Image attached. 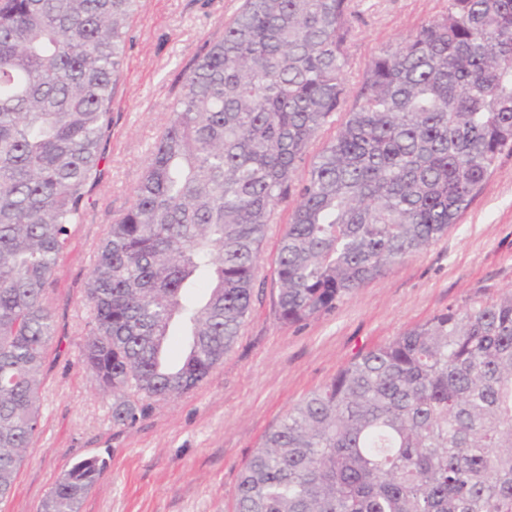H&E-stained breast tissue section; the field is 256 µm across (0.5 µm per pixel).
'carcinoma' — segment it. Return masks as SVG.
Wrapping results in <instances>:
<instances>
[{"label": "carcinoma", "instance_id": "obj_1", "mask_svg": "<svg viewBox=\"0 0 512 512\" xmlns=\"http://www.w3.org/2000/svg\"><path fill=\"white\" fill-rule=\"evenodd\" d=\"M137 0H0V503L39 434L48 297L104 159ZM352 0H244L186 75L86 282L81 362L112 425L196 389L251 308L275 208L286 323L426 249L512 152V0H448L347 101ZM346 113L312 160L318 132ZM207 282L208 297L185 292ZM190 340L164 348L173 321ZM84 458L39 512H81ZM235 512H512V291L357 353L243 467Z\"/></svg>", "mask_w": 512, "mask_h": 512}]
</instances>
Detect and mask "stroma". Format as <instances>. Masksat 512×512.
<instances>
[{
	"mask_svg": "<svg viewBox=\"0 0 512 512\" xmlns=\"http://www.w3.org/2000/svg\"><path fill=\"white\" fill-rule=\"evenodd\" d=\"M360 20L346 79L357 89L368 61L396 47L447 0H354ZM243 0H140L128 21L122 76L112 95L105 160L73 225L49 294L54 338L44 365L41 433L25 452L0 512H39L57 477L91 456L107 467L81 512H233L236 485L267 430L330 381L358 352L391 341L448 307L512 289V153L447 235L389 267L333 312L298 324L278 316L276 259L293 210L275 211L262 243L252 308L224 360L195 390L152 405L129 428L112 424V396L80 362L90 263L113 219L130 206L169 105Z\"/></svg>",
	"mask_w": 512,
	"mask_h": 512,
	"instance_id": "35a3bbf8",
	"label": "stroma"
}]
</instances>
